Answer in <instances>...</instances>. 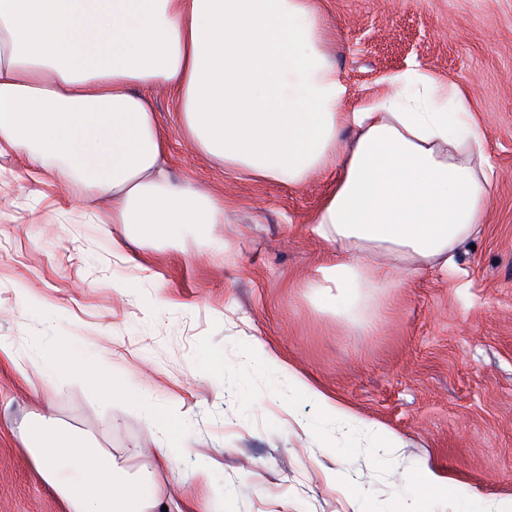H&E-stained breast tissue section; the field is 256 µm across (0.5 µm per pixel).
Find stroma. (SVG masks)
<instances>
[{
    "instance_id": "35a3bbf8",
    "label": "stroma",
    "mask_w": 512,
    "mask_h": 512,
    "mask_svg": "<svg viewBox=\"0 0 512 512\" xmlns=\"http://www.w3.org/2000/svg\"><path fill=\"white\" fill-rule=\"evenodd\" d=\"M330 52L352 109L395 74L421 67L465 88L496 171L481 232L455 256L456 277L422 268L402 288H364L358 318L322 308L307 282L336 258L310 231L333 174L301 187L239 180L188 139L164 89L153 104L170 175L215 192L226 224H196L182 249L82 221V193L0 157V339L39 361L63 341L89 363L111 346L114 384L178 413L190 452L167 488L170 512L213 499L216 512H399L411 475L452 482L425 512L512 503V0H322ZM124 243L125 260L112 256ZM228 254L202 256L203 240ZM272 354L275 364L263 361ZM307 379L359 426L320 431V410L294 394ZM148 404V405H149ZM146 407V406H145ZM138 404L105 405L77 375L24 384L0 365V512H64L24 448L43 418L142 449L161 435ZM394 434L398 447L372 437ZM208 465L209 478L197 470Z\"/></svg>"
}]
</instances>
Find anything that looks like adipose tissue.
I'll use <instances>...</instances> for the list:
<instances>
[{
  "label": "adipose tissue",
  "mask_w": 512,
  "mask_h": 512,
  "mask_svg": "<svg viewBox=\"0 0 512 512\" xmlns=\"http://www.w3.org/2000/svg\"><path fill=\"white\" fill-rule=\"evenodd\" d=\"M330 40L316 0H0V155L110 199L89 223L179 243L186 225L224 223L226 208L167 173L147 92L171 88L183 129L225 170L295 187L337 171L311 219L339 249L308 282L324 308L351 289L392 287L383 257L456 272L455 253L485 223L495 187L467 92L417 70L345 111ZM43 359L120 396L65 344ZM147 420L162 434L155 460L177 474L187 451L179 421L156 407ZM25 446L65 512H162L154 471L129 473L92 436L41 422Z\"/></svg>",
  "instance_id": "obj_1"
}]
</instances>
